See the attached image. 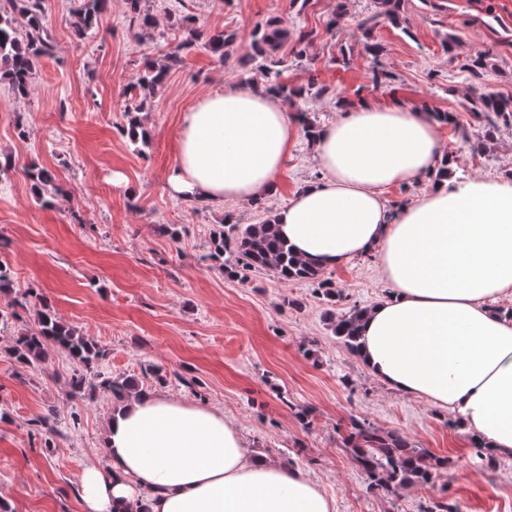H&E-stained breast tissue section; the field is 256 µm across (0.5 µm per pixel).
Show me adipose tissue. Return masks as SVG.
Here are the masks:
<instances>
[{
  "label": "adipose tissue",
  "instance_id": "adipose-tissue-1",
  "mask_svg": "<svg viewBox=\"0 0 512 512\" xmlns=\"http://www.w3.org/2000/svg\"><path fill=\"white\" fill-rule=\"evenodd\" d=\"M433 113L365 100L322 127V172L273 221L322 269L371 254L391 293L362 316L359 359L387 387L460 417L459 431L512 458V180L441 179L402 207L443 155ZM297 137L279 96L225 86L180 128L174 195L208 205L260 200ZM106 468L79 475L83 512H336L300 468L253 455L223 411L161 392L132 395L106 421Z\"/></svg>",
  "mask_w": 512,
  "mask_h": 512
}]
</instances>
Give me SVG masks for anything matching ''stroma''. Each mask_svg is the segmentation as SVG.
Segmentation results:
<instances>
[{
	"label": "stroma",
	"mask_w": 512,
	"mask_h": 512,
	"mask_svg": "<svg viewBox=\"0 0 512 512\" xmlns=\"http://www.w3.org/2000/svg\"><path fill=\"white\" fill-rule=\"evenodd\" d=\"M336 4L148 0L157 26L137 40L125 0H112L97 35L84 38L75 31L78 0H45L53 54L39 60L24 100L0 80V160L10 166L0 179V262L12 270L0 308L36 294L104 350L101 375L131 376L140 389L221 408L253 452L300 467L335 499L336 512H422L437 500L459 503L462 512H512V459L477 463L448 427V413L368 374L331 334L310 284L268 271L243 283L211 259V236L225 215L259 223L320 179L312 143L298 137L278 194L261 203L215 208L170 191L184 112L225 84L262 82L235 59L247 52L255 26L270 20L314 34L303 57L291 42L279 55L290 86L332 88L331 96L295 102L320 124L371 98L449 112L472 133L464 142L442 125V147L455 158L449 178L512 177V129L486 137L465 109L474 91L512 99V0H405L403 24L383 18L368 35L358 24L377 11L376 0H347L341 16ZM188 15L205 35L237 32L234 59L192 50L141 116L149 142H130L121 133L125 92L146 62L162 60L184 38L180 21ZM370 43L381 46L379 58L366 52ZM478 53L493 70L477 81L462 64ZM377 65L389 74L380 85L372 82ZM33 162L64 189L51 204L32 190L26 171ZM161 224L175 225L178 237L158 233ZM325 276L344 296L338 314L389 291L370 255ZM34 318V307H16L0 326V502L10 512H82L78 475L103 463L102 426L117 403L102 390L75 392L78 365L62 349L31 368L11 358ZM356 421L446 458L441 476L426 487L368 490L344 444Z\"/></svg>",
	"instance_id": "35a3bbf8"
}]
</instances>
